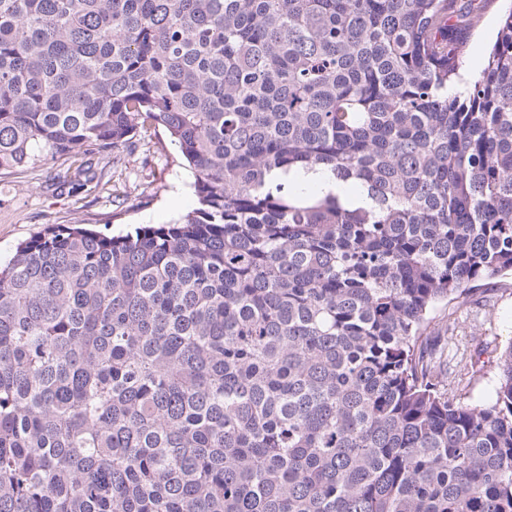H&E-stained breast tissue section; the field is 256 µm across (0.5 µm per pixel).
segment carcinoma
<instances>
[{"instance_id":"cac0c4a2","label":"carcinoma","mask_w":512,"mask_h":512,"mask_svg":"<svg viewBox=\"0 0 512 512\" xmlns=\"http://www.w3.org/2000/svg\"><path fill=\"white\" fill-rule=\"evenodd\" d=\"M492 2L0 0V172L157 125L199 201L0 267V512H512V344L486 402L426 359L512 277ZM508 5L509 2L496 0L485 14L484 24L473 32L461 70L465 77L478 75L484 68L487 51L494 40L499 11Z\"/></svg>"}]
</instances>
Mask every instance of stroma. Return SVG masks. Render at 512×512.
Wrapping results in <instances>:
<instances>
[{"mask_svg":"<svg viewBox=\"0 0 512 512\" xmlns=\"http://www.w3.org/2000/svg\"><path fill=\"white\" fill-rule=\"evenodd\" d=\"M503 0H495L476 29L464 59V76L485 66ZM194 177L168 133L160 127L134 139L115 164H105L98 188L78 184L73 164L47 162L22 175H0V262H8L22 241L54 224H83L109 234L167 224L198 206ZM512 345V281L477 283L457 312L453 333L438 330L429 346L449 365H460L453 390L469 400L493 398L495 360Z\"/></svg>","mask_w":512,"mask_h":512,"instance_id":"stroma-1","label":"stroma"}]
</instances>
